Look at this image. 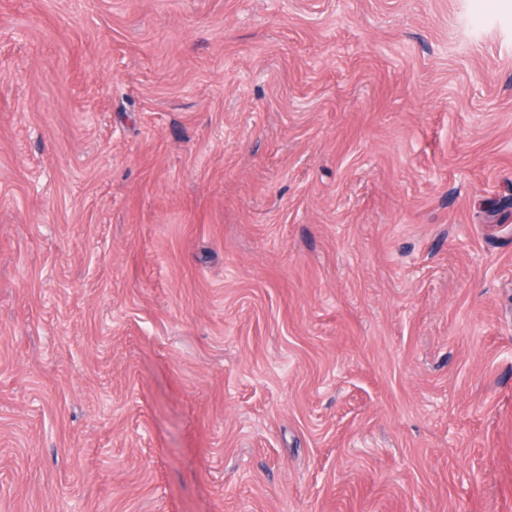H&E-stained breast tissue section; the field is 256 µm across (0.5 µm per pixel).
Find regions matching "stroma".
<instances>
[{
	"mask_svg": "<svg viewBox=\"0 0 512 512\" xmlns=\"http://www.w3.org/2000/svg\"><path fill=\"white\" fill-rule=\"evenodd\" d=\"M0 512H512V0H0Z\"/></svg>",
	"mask_w": 512,
	"mask_h": 512,
	"instance_id": "1",
	"label": "stroma"
}]
</instances>
